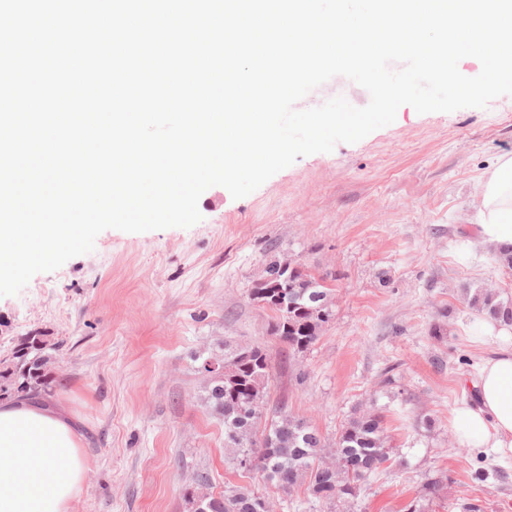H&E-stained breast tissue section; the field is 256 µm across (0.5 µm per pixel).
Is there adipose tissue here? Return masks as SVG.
<instances>
[{"label":"adipose tissue","mask_w":512,"mask_h":512,"mask_svg":"<svg viewBox=\"0 0 512 512\" xmlns=\"http://www.w3.org/2000/svg\"><path fill=\"white\" fill-rule=\"evenodd\" d=\"M477 220L481 245L512 246V154L486 174ZM472 340L494 342L497 349L477 365L475 402L451 412L456 440L477 453L511 459L512 326L481 317ZM89 468L79 420L64 403L0 400V512H73Z\"/></svg>","instance_id":"1"}]
</instances>
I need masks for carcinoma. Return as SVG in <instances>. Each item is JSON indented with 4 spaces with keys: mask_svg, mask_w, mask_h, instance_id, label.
<instances>
[{
    "mask_svg": "<svg viewBox=\"0 0 512 512\" xmlns=\"http://www.w3.org/2000/svg\"><path fill=\"white\" fill-rule=\"evenodd\" d=\"M295 284L291 289L293 307L280 308L272 303L271 282L256 280L250 299L275 314L272 334L292 355L302 354L318 340L324 320L321 313L331 314V289L325 277H316L299 268L288 274ZM467 305L480 313L512 325V297L486 289H466ZM48 344L39 336L22 338L0 359V398L32 394L51 398L58 382L47 369ZM224 362L236 369L238 387L229 380L216 382L206 389L205 402L212 413L224 422V448L228 461L240 469V459L250 456L253 469L264 474L266 481L287 493L302 477L307 491L326 507L339 512V504L356 497L361 485L379 472L394 449L387 446L385 418L377 409L356 412L330 440L318 429L286 410L274 409L267 417V385L272 360L259 345L224 344ZM244 502L242 512H270L265 495L245 486L231 487L219 496H210L206 512H230L228 506Z\"/></svg>",
    "mask_w": 512,
    "mask_h": 512,
    "instance_id": "obj_1",
    "label": "carcinoma"
}]
</instances>
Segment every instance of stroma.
I'll list each match as a JSON object with an SVG mask.
<instances>
[{
    "label": "stroma",
    "mask_w": 512,
    "mask_h": 512,
    "mask_svg": "<svg viewBox=\"0 0 512 512\" xmlns=\"http://www.w3.org/2000/svg\"><path fill=\"white\" fill-rule=\"evenodd\" d=\"M370 95L336 76L304 108ZM512 153V95L483 108L420 114L357 143L298 158L246 197L221 186L199 199L189 228L101 232L93 251L0 297V354L25 336L59 342L56 392L83 424L92 466L74 512H186V485H248L277 512H322L305 487L284 494L262 473L233 469L224 424L203 401L197 355L219 343L259 345L273 363L268 406L286 405L335 438L354 408L385 415L399 459L362 485L349 512H405L427 480L442 487L428 512H512V459L458 448L453 407L473 400L478 314L464 287L512 294V274L476 241L485 173ZM327 276L333 319L292 356L270 332L274 314L249 298L273 257ZM441 338H434L433 329ZM394 382L382 387L385 370ZM435 419L432 429L422 417ZM490 469L486 482L470 478Z\"/></svg>",
    "instance_id": "obj_1"
}]
</instances>
